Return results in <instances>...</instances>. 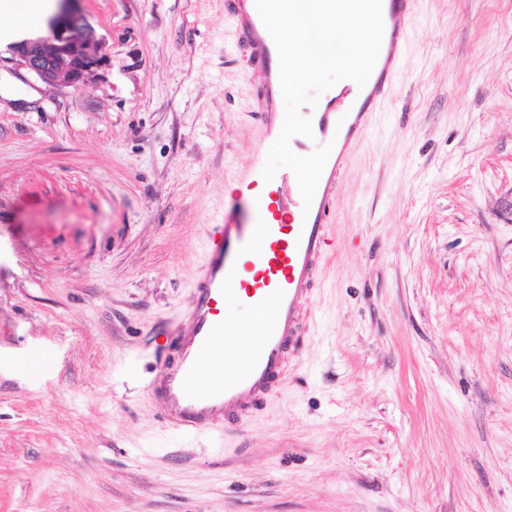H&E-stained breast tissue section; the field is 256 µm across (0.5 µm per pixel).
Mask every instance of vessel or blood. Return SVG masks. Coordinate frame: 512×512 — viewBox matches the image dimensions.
I'll return each mask as SVG.
<instances>
[{"mask_svg":"<svg viewBox=\"0 0 512 512\" xmlns=\"http://www.w3.org/2000/svg\"><path fill=\"white\" fill-rule=\"evenodd\" d=\"M417 0H382L384 33L375 67L365 83L343 80L326 103L309 107L313 138L293 137L292 150L327 144L331 152L311 205H304L292 170L264 181L262 158H255L237 182L224 209V221L208 236L205 259L193 288L190 325L176 341V357L163 363L147 383L163 418L184 433L220 432L259 410L280 387L287 363L303 344L314 289L326 259L329 215L340 169L364 142L399 73ZM238 44L262 80L258 99L267 107L259 118L265 145L277 139L284 115L272 111L279 88L275 44L256 7L229 0ZM260 255L259 269L245 278L242 260ZM250 309L256 320L247 347L232 341L234 310ZM224 341L226 371L220 386L202 383L216 339Z\"/></svg>","mask_w":512,"mask_h":512,"instance_id":"1","label":"vessel or blood"}]
</instances>
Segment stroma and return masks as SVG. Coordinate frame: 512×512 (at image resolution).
<instances>
[{"label": "stroma", "instance_id": "35a3bbf8", "mask_svg": "<svg viewBox=\"0 0 512 512\" xmlns=\"http://www.w3.org/2000/svg\"><path fill=\"white\" fill-rule=\"evenodd\" d=\"M78 6L94 79L0 69V512H512V0H419L280 392L190 437L144 384L260 80L226 0Z\"/></svg>", "mask_w": 512, "mask_h": 512}]
</instances>
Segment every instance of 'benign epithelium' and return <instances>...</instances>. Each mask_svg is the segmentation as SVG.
I'll use <instances>...</instances> for the list:
<instances>
[{
  "mask_svg": "<svg viewBox=\"0 0 512 512\" xmlns=\"http://www.w3.org/2000/svg\"><path fill=\"white\" fill-rule=\"evenodd\" d=\"M76 0H59L49 21L50 33L12 44L6 62L24 80L34 79L56 89L79 88L105 64L102 39Z\"/></svg>",
  "mask_w": 512,
  "mask_h": 512,
  "instance_id": "1",
  "label": "benign epithelium"
}]
</instances>
